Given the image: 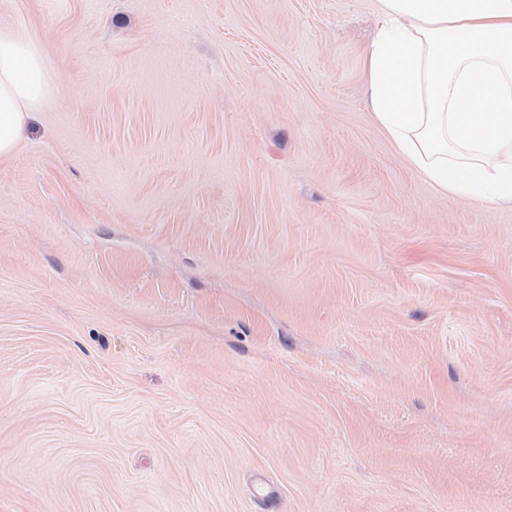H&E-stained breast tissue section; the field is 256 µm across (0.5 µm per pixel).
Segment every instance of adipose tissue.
<instances>
[{
    "instance_id": "obj_1",
    "label": "adipose tissue",
    "mask_w": 512,
    "mask_h": 512,
    "mask_svg": "<svg viewBox=\"0 0 512 512\" xmlns=\"http://www.w3.org/2000/svg\"><path fill=\"white\" fill-rule=\"evenodd\" d=\"M363 81L375 121L420 179L512 202V0H379ZM55 91L41 44L0 25V159Z\"/></svg>"
}]
</instances>
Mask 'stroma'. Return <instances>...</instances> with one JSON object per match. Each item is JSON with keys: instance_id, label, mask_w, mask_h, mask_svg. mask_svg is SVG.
<instances>
[{"instance_id": "1", "label": "stroma", "mask_w": 512, "mask_h": 512, "mask_svg": "<svg viewBox=\"0 0 512 512\" xmlns=\"http://www.w3.org/2000/svg\"><path fill=\"white\" fill-rule=\"evenodd\" d=\"M378 0H0V512H512V203L416 178ZM55 91L42 45L18 27L0 25V159L13 154L31 113Z\"/></svg>"}]
</instances>
